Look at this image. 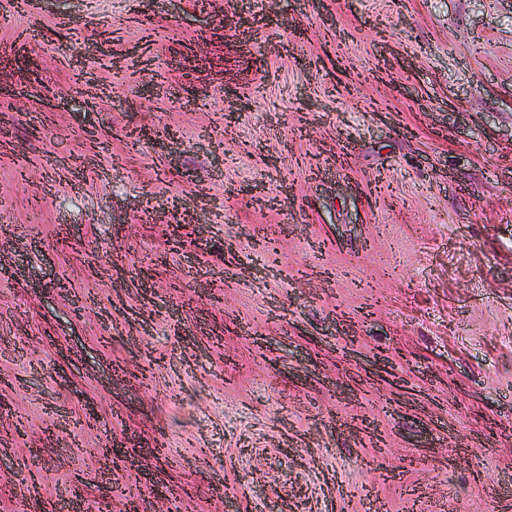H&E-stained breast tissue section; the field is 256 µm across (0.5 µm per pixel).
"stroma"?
<instances>
[{
  "mask_svg": "<svg viewBox=\"0 0 512 512\" xmlns=\"http://www.w3.org/2000/svg\"><path fill=\"white\" fill-rule=\"evenodd\" d=\"M77 495L512 512V0H0V512Z\"/></svg>",
  "mask_w": 512,
  "mask_h": 512,
  "instance_id": "obj_1",
  "label": "stroma"
}]
</instances>
